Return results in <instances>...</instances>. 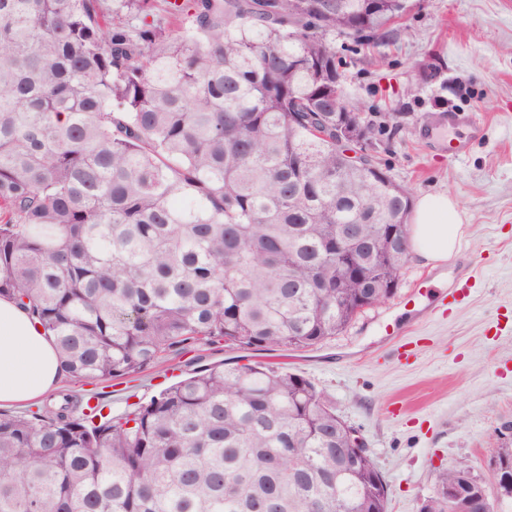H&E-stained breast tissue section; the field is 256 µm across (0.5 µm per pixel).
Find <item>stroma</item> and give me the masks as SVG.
<instances>
[{"label": "stroma", "mask_w": 512, "mask_h": 512, "mask_svg": "<svg viewBox=\"0 0 512 512\" xmlns=\"http://www.w3.org/2000/svg\"><path fill=\"white\" fill-rule=\"evenodd\" d=\"M409 3L383 45L334 42L348 62L347 97L373 120L375 154L395 182L417 198L455 200L466 228L455 259L478 271L471 297L443 309L447 280L412 259L392 299L314 348L200 345L133 378H65L61 388L102 393L118 413L211 364L284 366L323 390L364 437L388 485V512H422L438 468L462 463L488 478V459L512 448V0ZM448 109L474 113L486 127L462 159H449L430 133ZM427 277L428 310L410 314L404 303ZM382 322L396 323L397 337L378 335ZM401 339L413 344L409 356L395 351Z\"/></svg>", "instance_id": "1"}]
</instances>
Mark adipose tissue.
I'll return each instance as SVG.
<instances>
[{"instance_id": "adipose-tissue-1", "label": "adipose tissue", "mask_w": 512, "mask_h": 512, "mask_svg": "<svg viewBox=\"0 0 512 512\" xmlns=\"http://www.w3.org/2000/svg\"><path fill=\"white\" fill-rule=\"evenodd\" d=\"M464 235L462 220L445 195H425L417 204L413 251L425 264L453 256ZM60 362L52 339L28 312L0 297V404L24 406L57 386Z\"/></svg>"}]
</instances>
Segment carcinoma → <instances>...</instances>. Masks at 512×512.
<instances>
[{
    "label": "carcinoma",
    "instance_id": "cac0c4a2",
    "mask_svg": "<svg viewBox=\"0 0 512 512\" xmlns=\"http://www.w3.org/2000/svg\"><path fill=\"white\" fill-rule=\"evenodd\" d=\"M408 0H0V297L105 382L196 345L303 350L400 284L410 189L328 35L382 43ZM367 242L336 260V238ZM59 391L0 412V512H387L369 453L297 372L203 368L120 415ZM489 499L467 465L426 512Z\"/></svg>",
    "mask_w": 512,
    "mask_h": 512
}]
</instances>
